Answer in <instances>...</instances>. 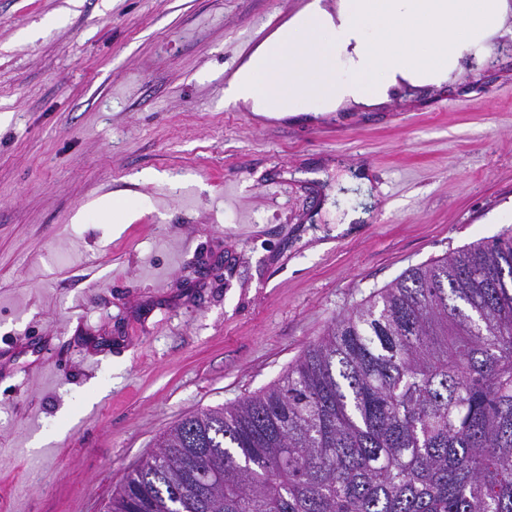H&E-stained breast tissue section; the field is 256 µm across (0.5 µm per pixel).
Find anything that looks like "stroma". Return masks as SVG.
<instances>
[{"label":"stroma","mask_w":512,"mask_h":512,"mask_svg":"<svg viewBox=\"0 0 512 512\" xmlns=\"http://www.w3.org/2000/svg\"><path fill=\"white\" fill-rule=\"evenodd\" d=\"M305 2L0 0V512H104L169 426L512 226V34L370 109L225 103Z\"/></svg>","instance_id":"stroma-1"}]
</instances>
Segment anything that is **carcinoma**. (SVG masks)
Listing matches in <instances>:
<instances>
[{
	"mask_svg": "<svg viewBox=\"0 0 512 512\" xmlns=\"http://www.w3.org/2000/svg\"><path fill=\"white\" fill-rule=\"evenodd\" d=\"M105 512H512V228L407 269L266 390L167 428Z\"/></svg>",
	"mask_w": 512,
	"mask_h": 512,
	"instance_id": "carcinoma-1",
	"label": "carcinoma"
}]
</instances>
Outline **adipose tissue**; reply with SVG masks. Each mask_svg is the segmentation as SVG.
<instances>
[{
    "label": "adipose tissue",
    "instance_id": "ef3b65f1",
    "mask_svg": "<svg viewBox=\"0 0 512 512\" xmlns=\"http://www.w3.org/2000/svg\"><path fill=\"white\" fill-rule=\"evenodd\" d=\"M512 0H308L236 69L224 91L266 118L375 107L439 87L486 51Z\"/></svg>",
    "mask_w": 512,
    "mask_h": 512
}]
</instances>
